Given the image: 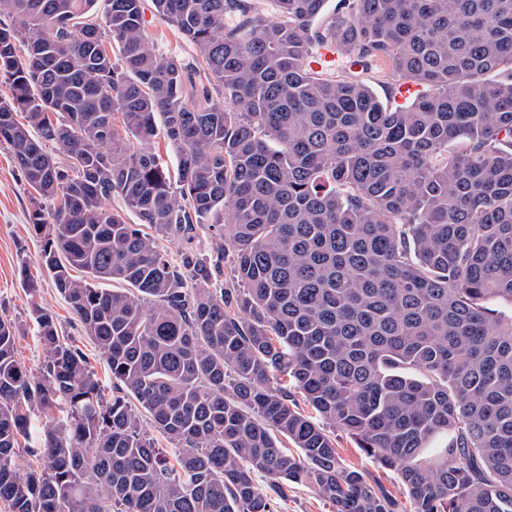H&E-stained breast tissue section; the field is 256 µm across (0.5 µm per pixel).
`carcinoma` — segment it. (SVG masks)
I'll return each mask as SVG.
<instances>
[{
  "label": "carcinoma",
  "mask_w": 512,
  "mask_h": 512,
  "mask_svg": "<svg viewBox=\"0 0 512 512\" xmlns=\"http://www.w3.org/2000/svg\"><path fill=\"white\" fill-rule=\"evenodd\" d=\"M141 2L0 0V143L112 377L41 308L33 376L0 318V512H277L291 484L335 512H512V0H152L191 60ZM374 69L417 92L383 103ZM201 231L177 265L159 247ZM142 1L148 35L165 54H177L191 60L195 55L194 48L185 42L172 26L154 14L151 0ZM207 84L204 79L203 73L201 74L194 73L188 79H186L184 84V94L189 101V103L193 104L197 108H205L209 106V101L207 97L203 94V85ZM59 416L60 414L56 409H52L45 414H41V416L36 418L34 422L32 434L29 435L25 441L21 440L20 448L16 450V461L18 462L22 471H26L29 468H37L38 466H40L41 457L34 456L33 454H31L29 448H32L34 446L36 438H38L41 435V433L47 426L56 425V418H58ZM329 431L330 435L336 440L337 453L346 467L364 470L388 491L404 500L401 485L395 474L376 466L372 460L364 455L360 448H356L355 442L340 429L330 428Z\"/></svg>",
  "instance_id": "carcinoma-1"
}]
</instances>
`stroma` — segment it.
<instances>
[{"mask_svg":"<svg viewBox=\"0 0 512 512\" xmlns=\"http://www.w3.org/2000/svg\"><path fill=\"white\" fill-rule=\"evenodd\" d=\"M145 25L148 35L164 53L192 58L194 48L185 42L176 30L153 12L151 0H143ZM30 208L28 186L17 170L8 144H0V316L14 321L20 334L16 338L19 360L32 372H39L44 360L38 339L37 326L32 317L33 307L50 311L62 335L78 340L103 384H110L107 364L100 359L94 344L85 339L68 304L58 293L51 276L41 262L43 242L28 222ZM36 280V290H28L24 274ZM336 450L342 463L349 468L365 471L394 495L402 488L390 471L376 466L357 448L354 441L341 430H333Z\"/></svg>","mask_w":512,"mask_h":512,"instance_id":"obj_1","label":"stroma"}]
</instances>
